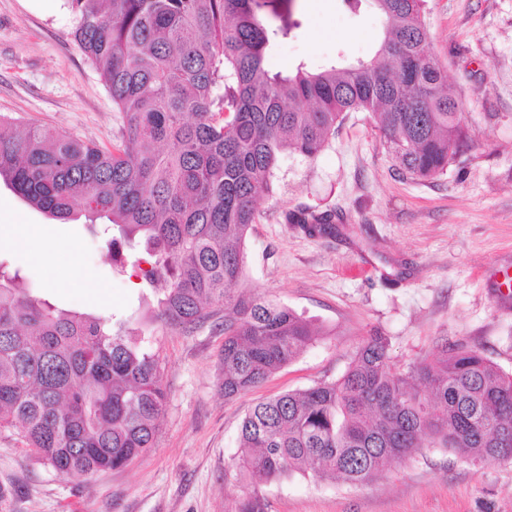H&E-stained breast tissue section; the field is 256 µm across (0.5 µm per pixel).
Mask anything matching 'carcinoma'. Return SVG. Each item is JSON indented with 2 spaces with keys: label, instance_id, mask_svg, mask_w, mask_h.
Instances as JSON below:
<instances>
[{
  "label": "carcinoma",
  "instance_id": "cac0c4a2",
  "mask_svg": "<svg viewBox=\"0 0 512 512\" xmlns=\"http://www.w3.org/2000/svg\"><path fill=\"white\" fill-rule=\"evenodd\" d=\"M72 36L120 113L108 148L0 114V184L67 223L107 219L105 241L144 245L132 268L161 291L153 318L186 333L224 309V396L256 389L318 335L293 309L232 293L257 198L284 153L316 157L343 115L371 113L395 166L425 180L466 140L463 112L428 50L426 0H373L375 55L271 74L288 0H69ZM322 234L333 212L285 215ZM0 260V430L68 478L122 469L154 447L165 360L126 321L60 310ZM512 460V375L455 345L405 372L369 337L335 381L260 401L243 418L236 512H265L250 486L293 474L352 484L424 446Z\"/></svg>",
  "mask_w": 512,
  "mask_h": 512
}]
</instances>
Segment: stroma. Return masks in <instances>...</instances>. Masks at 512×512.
Returning a JSON list of instances; mask_svg holds the SVG:
<instances>
[{
	"label": "stroma",
	"instance_id": "obj_1",
	"mask_svg": "<svg viewBox=\"0 0 512 512\" xmlns=\"http://www.w3.org/2000/svg\"><path fill=\"white\" fill-rule=\"evenodd\" d=\"M266 58L270 71L364 61L384 21L372 0H296ZM430 51L462 107L469 144L443 174H402L368 112L344 115L316 158L284 154L246 242L239 289L294 309L315 342L260 388L225 397L224 333L153 323L154 290L112 264L82 221L66 224L0 185V259L21 267L52 304L142 329L166 362L158 441L119 471L86 481L38 463L15 432L0 433V512H235L239 425L258 399L338 379L367 336L380 333L404 369L444 344L478 350L512 374V0H427ZM67 0H0V113L108 146L119 114L71 37ZM336 211V231L309 236L285 215ZM39 232L24 244L15 227ZM267 512H512V460L477 462L425 448L372 481L294 474L258 485Z\"/></svg>",
	"mask_w": 512,
	"mask_h": 512
}]
</instances>
